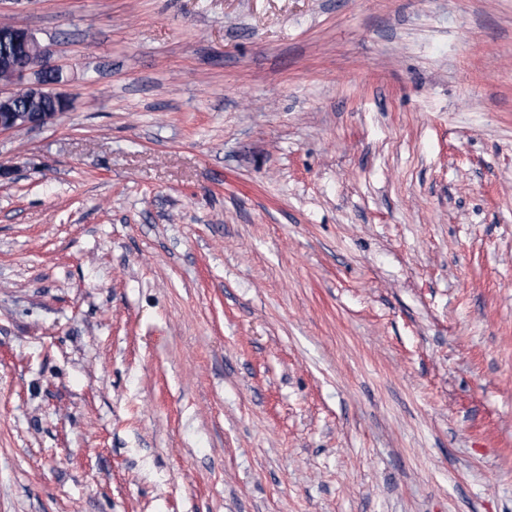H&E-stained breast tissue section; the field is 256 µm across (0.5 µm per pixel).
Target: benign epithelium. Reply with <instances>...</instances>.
<instances>
[{
	"mask_svg": "<svg viewBox=\"0 0 512 512\" xmlns=\"http://www.w3.org/2000/svg\"><path fill=\"white\" fill-rule=\"evenodd\" d=\"M1 64L9 68L13 82V87L0 89V104L5 109H15L16 87L40 98H62L54 89L60 81V71L48 62L44 48L28 28L15 24L0 28ZM58 116L57 112H49L34 120L27 118L18 124L13 115L7 114L4 120H0V133L41 127L53 122Z\"/></svg>",
	"mask_w": 512,
	"mask_h": 512,
	"instance_id": "obj_1",
	"label": "benign epithelium"
}]
</instances>
